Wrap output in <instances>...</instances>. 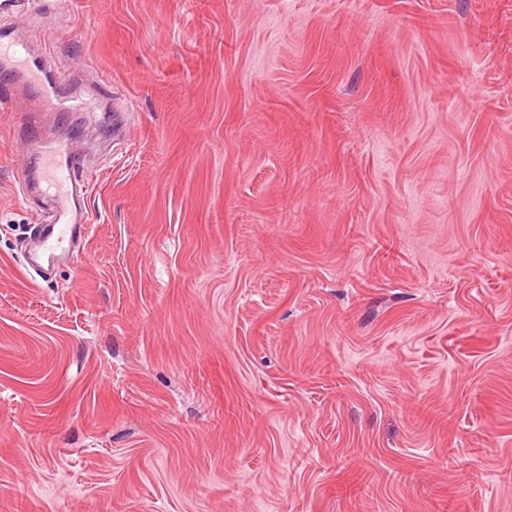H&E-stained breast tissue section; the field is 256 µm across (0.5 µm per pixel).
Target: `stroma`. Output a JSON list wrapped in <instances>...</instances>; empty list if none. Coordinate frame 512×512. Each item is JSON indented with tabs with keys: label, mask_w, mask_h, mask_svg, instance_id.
Masks as SVG:
<instances>
[{
	"label": "stroma",
	"mask_w": 512,
	"mask_h": 512,
	"mask_svg": "<svg viewBox=\"0 0 512 512\" xmlns=\"http://www.w3.org/2000/svg\"><path fill=\"white\" fill-rule=\"evenodd\" d=\"M39 2L93 206L27 270L0 112V512H512V0Z\"/></svg>",
	"instance_id": "1"
}]
</instances>
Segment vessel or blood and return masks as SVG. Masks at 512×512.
Here are the masks:
<instances>
[{
    "label": "vessel or blood",
    "mask_w": 512,
    "mask_h": 512,
    "mask_svg": "<svg viewBox=\"0 0 512 512\" xmlns=\"http://www.w3.org/2000/svg\"><path fill=\"white\" fill-rule=\"evenodd\" d=\"M0 56L13 61L10 72L0 76V109L19 112L24 101L51 99L58 88L75 78L72 69L60 66L50 53L31 55L25 37L0 35ZM33 154L41 162L40 181L52 191V220L32 241L26 265L43 272L72 255L82 246L89 226L83 212L89 184L82 157L68 141L47 143L40 128L26 125L20 130Z\"/></svg>",
    "instance_id": "obj_1"
}]
</instances>
